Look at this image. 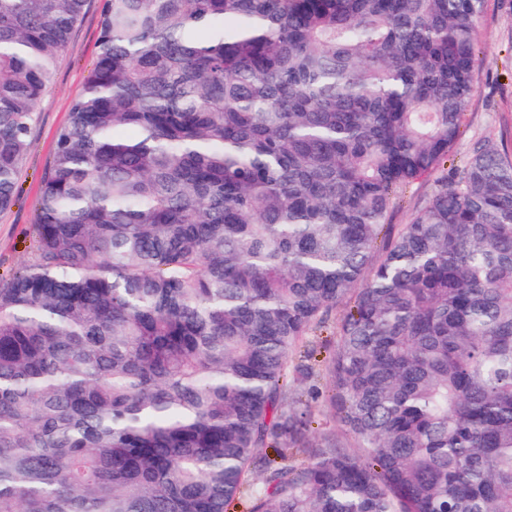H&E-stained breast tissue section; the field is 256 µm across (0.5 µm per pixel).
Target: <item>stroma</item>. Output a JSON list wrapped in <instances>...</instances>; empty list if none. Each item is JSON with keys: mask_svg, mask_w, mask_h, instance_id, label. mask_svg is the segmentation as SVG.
I'll list each match as a JSON object with an SVG mask.
<instances>
[{"mask_svg": "<svg viewBox=\"0 0 512 512\" xmlns=\"http://www.w3.org/2000/svg\"><path fill=\"white\" fill-rule=\"evenodd\" d=\"M100 12V0H88L39 102L30 148L19 175L18 200L10 210L0 212V278L8 277L31 259L41 177L51 158L56 133L69 120L71 101L97 58ZM477 43L476 92L456 147L462 158L482 140L512 149V0H484Z\"/></svg>", "mask_w": 512, "mask_h": 512, "instance_id": "obj_1", "label": "stroma"}]
</instances>
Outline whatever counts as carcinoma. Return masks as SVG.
<instances>
[{
	"label": "carcinoma",
	"instance_id": "obj_1",
	"mask_svg": "<svg viewBox=\"0 0 512 512\" xmlns=\"http://www.w3.org/2000/svg\"><path fill=\"white\" fill-rule=\"evenodd\" d=\"M86 2L0 0V211ZM101 2L0 279V512H512V153L438 175L484 0ZM432 177L419 180L405 193L403 203L390 217L391 224H407L415 210L418 199L427 194L432 186Z\"/></svg>",
	"mask_w": 512,
	"mask_h": 512
}]
</instances>
